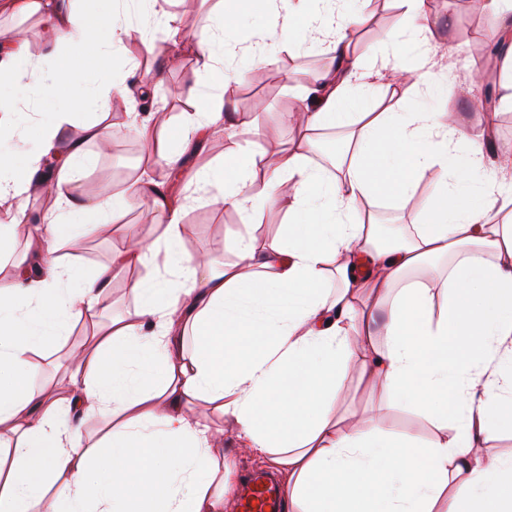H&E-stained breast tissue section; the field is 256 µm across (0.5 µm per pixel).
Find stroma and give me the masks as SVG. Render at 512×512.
<instances>
[{
  "instance_id": "35a3bbf8",
  "label": "stroma",
  "mask_w": 512,
  "mask_h": 512,
  "mask_svg": "<svg viewBox=\"0 0 512 512\" xmlns=\"http://www.w3.org/2000/svg\"><path fill=\"white\" fill-rule=\"evenodd\" d=\"M429 12L437 19L438 41L462 50L465 65L449 63L447 56L437 55V68L449 70L450 78L444 89L436 93H423L421 104L434 112H456L465 124L486 129L495 147L512 146V105L503 101L507 93L502 74V56H491L478 42L466 37L467 27L491 28L499 19L492 11H483L479 17H471L463 0H427ZM402 13L397 0H371L367 9L369 19L353 29L349 35L350 47L355 54L371 56L385 48L388 32L396 25ZM263 20L251 19L246 30L239 32L241 47L234 60L236 66L249 72L248 81L232 92V106L243 127L258 150L274 153L291 146L297 132L294 126L282 123L285 112L298 111L301 106L299 89L307 85L312 73L320 65L316 51L282 50L279 62L272 67L254 66L252 53L263 42ZM163 50L176 52L178 58L164 71V82L158 90L157 104L171 120H178L186 111V93L193 86L197 68L195 55L186 49H176L173 43H164ZM159 49V50H162ZM158 49L144 40L140 28H133L126 42V53L138 62L141 69L158 66ZM481 63L486 79L484 91L498 98L495 116L471 108L468 104L474 91L472 63ZM142 154L139 140L130 135L115 138L110 151L99 153L96 166L81 182L82 189L97 193L100 186L116 183L127 171L136 169ZM439 179L436 171L423 173L412 206L402 207L396 202L383 200L379 218L389 229L401 230L414 223ZM183 196L182 248L191 255L208 254L220 262L234 261L232 239L240 229L241 218L236 211L211 204L187 189L185 180L173 181ZM61 256L85 270L108 263L111 258V242L97 234H87L63 245ZM372 390L360 381L357 372L348 371L338 392L334 413L343 423H350L359 416H376L382 429L396 434L410 435L422 440L429 439L435 426L425 413L404 405L377 408Z\"/></svg>"
}]
</instances>
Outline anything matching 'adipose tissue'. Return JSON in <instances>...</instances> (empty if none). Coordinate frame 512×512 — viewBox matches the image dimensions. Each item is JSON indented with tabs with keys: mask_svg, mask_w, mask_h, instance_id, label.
I'll return each instance as SVG.
<instances>
[{
	"mask_svg": "<svg viewBox=\"0 0 512 512\" xmlns=\"http://www.w3.org/2000/svg\"><path fill=\"white\" fill-rule=\"evenodd\" d=\"M74 2L0 0V17L36 19L42 47L33 58L21 37H0V91L29 82L37 110L51 115L27 149L18 104L0 94V142L17 144L0 152V267L13 269L0 278V512H224L234 462L217 455V430L194 409L200 402L224 416L247 454L286 475L297 512H512V459L475 451L512 431V180L488 168L483 132L455 113L369 108L381 96L379 73L408 94L443 83L427 0H400L389 50L370 62L349 49V31L366 17L345 0H217L208 26L177 21L173 0H112L94 16ZM130 3L151 33L183 41L197 62L181 123L155 111L133 128L153 167L185 171V153L215 126L244 136L224 117L225 100L247 78L228 62L227 31L270 16L262 66L288 47L322 48L302 109L282 116L304 130L293 147L271 156L241 147L186 171L188 184L248 227L259 207L284 210V236L266 243L248 231L234 242L235 261L217 265L182 250L184 205L153 178L82 194L95 163L88 143L105 147L124 132L109 120L112 99H143L163 82L158 70L130 82L112 72ZM91 60L100 82L71 90L74 71ZM84 110L95 121L65 142ZM333 125L347 129L348 142L331 175L310 164L308 133ZM426 169L440 178L412 232L380 245L377 206L412 203ZM41 192L54 196L52 213L30 210ZM143 204L160 218L154 241L127 226L111 241L110 262L88 274L61 256L60 225L108 227ZM21 224L38 241L26 262L12 258ZM444 258L446 280H407ZM117 277L129 281L133 312L59 361L67 392L37 383L41 361L72 320L97 317ZM352 365L380 403L423 409L434 435L399 437L371 418L341 427L337 383ZM91 416L110 424L96 440L82 429Z\"/></svg>",
	"mask_w": 512,
	"mask_h": 512,
	"instance_id": "ef3b65f1",
	"label": "adipose tissue"
}]
</instances>
